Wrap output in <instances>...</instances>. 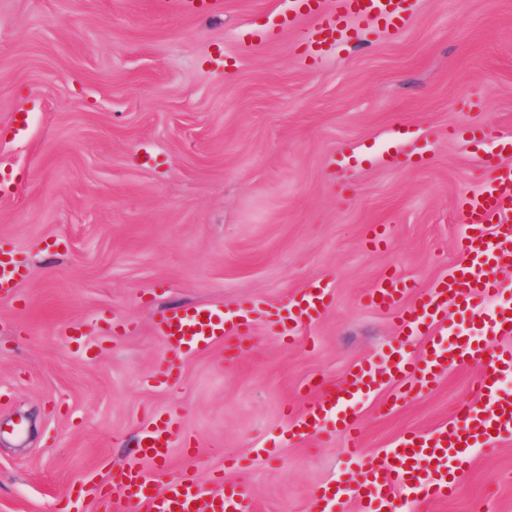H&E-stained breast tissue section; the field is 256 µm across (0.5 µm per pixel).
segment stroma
Masks as SVG:
<instances>
[{
  "label": "stroma",
  "instance_id": "stroma-1",
  "mask_svg": "<svg viewBox=\"0 0 512 512\" xmlns=\"http://www.w3.org/2000/svg\"><path fill=\"white\" fill-rule=\"evenodd\" d=\"M287 7L0 0V246L25 272L0 298V512H105L95 487L170 416L167 477L243 483L254 512H315L355 476L344 438L291 439L289 419L398 340L365 289L393 272L426 288L459 261L457 201L512 136V0H416L403 32L313 64L294 31L244 39ZM320 280L335 296L309 335L260 326L159 383L167 309L279 307ZM476 386L460 366L393 408L379 389L358 409L367 454L448 423ZM457 481L425 512H512V439Z\"/></svg>",
  "mask_w": 512,
  "mask_h": 512
}]
</instances>
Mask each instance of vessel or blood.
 <instances>
[{
  "label": "vessel or blood",
  "instance_id": "1",
  "mask_svg": "<svg viewBox=\"0 0 512 512\" xmlns=\"http://www.w3.org/2000/svg\"><path fill=\"white\" fill-rule=\"evenodd\" d=\"M411 14L410 0H333L329 8L322 0H289L282 24L298 25L302 46L319 54L352 40L354 21L397 31ZM457 208L464 225L457 241L461 264L413 302L408 299L412 284L396 275L384 277L360 297L373 310L403 308L401 333L407 341L422 339L421 356L409 359L394 346L382 361H362L340 386L321 390L288 428L289 435L323 442L342 434L347 455L358 463L352 488L332 483L319 490L317 512H342L350 495L360 512H402L403 491L414 504L448 498L458 491L448 481L453 469L474 449L512 436V393L501 387L512 376V349L491 343L493 337L512 335V286L500 276L502 270H512V163L491 166L479 190L460 199ZM21 277L13 252L0 249V296L12 295ZM333 300L332 288L317 283L275 309L257 300L229 310L172 309L157 321L156 331L169 358L178 360L228 337L249 338L260 321L284 340L303 335ZM451 304L461 317L480 325L481 338L459 337L455 325L443 321ZM461 364L478 367L477 392L448 425L408 434L384 456L364 453L357 407L366 397L394 381H412L417 391L429 388L438 376ZM175 424L170 417L146 429L138 456L113 475L102 497L119 494L124 512H252L244 484L227 483L206 495L193 476L170 479L159 487L146 475V461L165 472Z\"/></svg>",
  "mask_w": 512,
  "mask_h": 512
}]
</instances>
